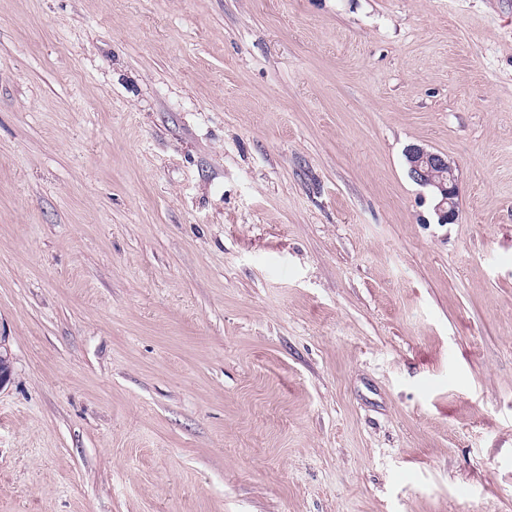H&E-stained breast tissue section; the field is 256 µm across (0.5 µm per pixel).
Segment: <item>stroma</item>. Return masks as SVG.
Masks as SVG:
<instances>
[{
    "label": "stroma",
    "mask_w": 512,
    "mask_h": 512,
    "mask_svg": "<svg viewBox=\"0 0 512 512\" xmlns=\"http://www.w3.org/2000/svg\"><path fill=\"white\" fill-rule=\"evenodd\" d=\"M0 344V512H512V0H0ZM405 156L410 177L427 190L434 202L433 212L437 223H455L459 218V188L455 166L445 156L417 145L409 146ZM447 171L448 181L441 177Z\"/></svg>",
    "instance_id": "35a3bbf8"
}]
</instances>
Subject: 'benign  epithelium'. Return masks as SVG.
<instances>
[{
	"instance_id": "obj_1",
	"label": "benign epithelium",
	"mask_w": 512,
	"mask_h": 512,
	"mask_svg": "<svg viewBox=\"0 0 512 512\" xmlns=\"http://www.w3.org/2000/svg\"><path fill=\"white\" fill-rule=\"evenodd\" d=\"M405 156L410 177L427 190L434 202L437 223H455L459 218L455 166L445 156L417 145L408 147Z\"/></svg>"
}]
</instances>
